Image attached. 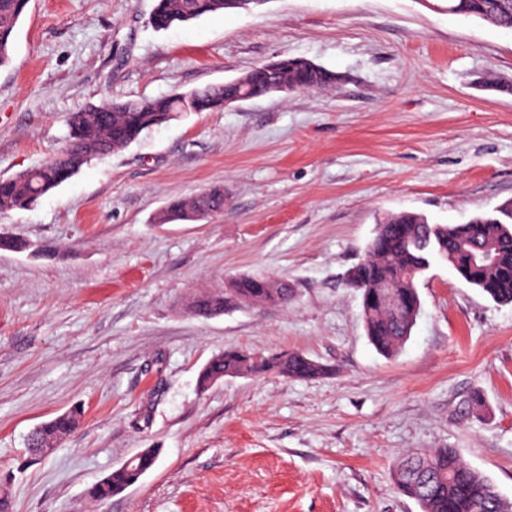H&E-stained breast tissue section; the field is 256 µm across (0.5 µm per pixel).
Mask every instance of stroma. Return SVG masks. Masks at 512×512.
Instances as JSON below:
<instances>
[{
	"label": "stroma",
	"instance_id": "obj_1",
	"mask_svg": "<svg viewBox=\"0 0 512 512\" xmlns=\"http://www.w3.org/2000/svg\"><path fill=\"white\" fill-rule=\"evenodd\" d=\"M156 0H30L0 68V179L66 143L72 113L238 78L282 56L332 88L190 112L85 164L28 209L0 214V475L11 512H420L392 471L455 448L512 499V305L448 263L419 279L421 314L387 359L342 276L377 216L458 224L512 201V33L448 0H265L166 31ZM224 189V210L157 223L173 200ZM288 282V306L202 319L181 307L226 278ZM237 346L330 365L200 388ZM76 431L28 439L71 407ZM145 448L135 485L89 486Z\"/></svg>",
	"mask_w": 512,
	"mask_h": 512
}]
</instances>
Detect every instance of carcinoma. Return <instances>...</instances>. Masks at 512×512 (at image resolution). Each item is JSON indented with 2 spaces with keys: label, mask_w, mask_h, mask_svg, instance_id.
Here are the masks:
<instances>
[{
  "label": "carcinoma",
  "mask_w": 512,
  "mask_h": 512,
  "mask_svg": "<svg viewBox=\"0 0 512 512\" xmlns=\"http://www.w3.org/2000/svg\"><path fill=\"white\" fill-rule=\"evenodd\" d=\"M461 17L512 30V0H464ZM29 0H0V67L10 61L15 29ZM233 10L226 0H156L150 18L157 31L170 29L207 14ZM243 87L260 95L277 83L301 91L333 87L340 76L307 59L284 57L273 75L256 68L242 76ZM207 86L151 100L103 103L76 112L70 119L68 144L43 165L19 176L0 180V213L25 209L71 179L96 157L120 151L142 135L187 112L224 108V98L237 95L235 84L217 92ZM224 210V188L212 187L192 200H174L158 214L157 222L198 221ZM488 249L494 261L473 264L471 253ZM435 256L445 260L469 284L494 301L512 305V204L495 214H478L461 224H432L417 212L389 213L376 222L367 244L366 257L352 266L354 277L346 281L361 294V317L367 338L382 356L397 354L409 339L420 314L421 301L415 280ZM294 298L288 283L260 273L242 274L224 282V288L198 294L190 311L209 305L211 315L286 305ZM329 367L305 354L272 351L257 354L229 347L214 355L200 371L198 384L206 388L226 377H259L279 374L293 379H312ZM81 420L74 408L42 424L30 436V451L49 448L71 434ZM159 449L145 448L121 467L87 489L94 502H104L135 485L155 466ZM400 494L414 500L421 512H512V501L502 497L483 474L465 464L454 448L416 450L405 454L393 470Z\"/></svg>",
  "instance_id": "obj_1"
}]
</instances>
